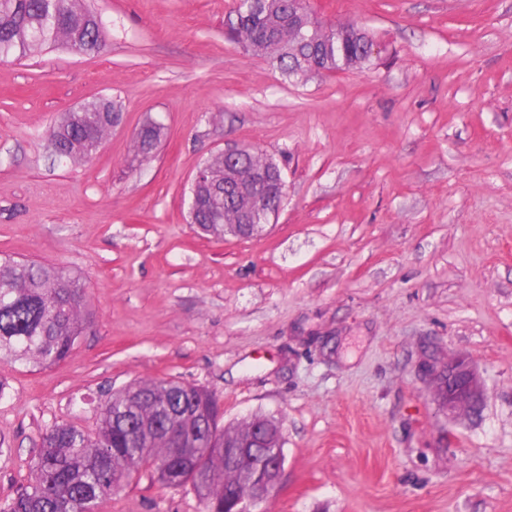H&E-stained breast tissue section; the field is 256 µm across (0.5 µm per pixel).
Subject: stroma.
Listing matches in <instances>:
<instances>
[{
    "mask_svg": "<svg viewBox=\"0 0 512 512\" xmlns=\"http://www.w3.org/2000/svg\"><path fill=\"white\" fill-rule=\"evenodd\" d=\"M367 29L363 70L284 79L226 34L236 0H87L102 51L0 63V254L86 285L70 358L0 363V507L57 424L94 434L138 380L201 387L234 426L280 421L268 512H512V0H309ZM124 109L89 161L61 113ZM166 135L146 161L134 138ZM272 157L286 199L263 236L188 222L213 153ZM479 371L477 413H443L427 356ZM96 512H203L191 484L134 474Z\"/></svg>",
    "mask_w": 512,
    "mask_h": 512,
    "instance_id": "35a3bbf8",
    "label": "stroma"
}]
</instances>
